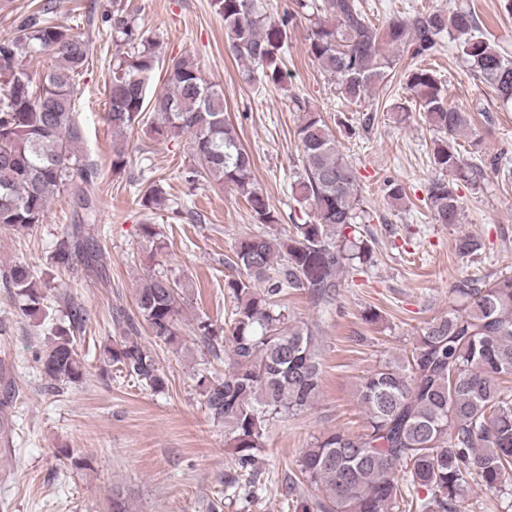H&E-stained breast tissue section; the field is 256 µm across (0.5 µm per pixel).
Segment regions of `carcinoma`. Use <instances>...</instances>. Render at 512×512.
Returning <instances> with one entry per match:
<instances>
[{
    "label": "carcinoma",
    "instance_id": "obj_1",
    "mask_svg": "<svg viewBox=\"0 0 512 512\" xmlns=\"http://www.w3.org/2000/svg\"><path fill=\"white\" fill-rule=\"evenodd\" d=\"M213 5L224 17L233 56L253 66L245 73L249 81L283 83L288 29L297 17L307 16L314 18L308 55L336 78L350 104L369 97L401 54L423 62L446 39L459 41L475 78L512 101V58L483 34V23L470 8L397 15L380 29L360 0H295L296 10L277 19L260 10V0H213ZM53 12L54 0H38L13 34L0 38V228L28 233L43 223L51 197L73 195L76 222L58 238L52 266L77 278L101 262L94 236L95 170L81 148L85 130L74 101L75 78L88 64L93 40L83 26L53 23ZM106 22L113 42L122 47L112 58L106 85L112 133H125L152 113L155 136L189 135L194 180L234 187L260 224L279 223L254 178L251 154L226 121L220 86L179 58L168 67L164 88L149 95L156 45L116 4ZM45 53L56 59L48 71L34 73L22 65L24 58ZM406 86L425 121L440 134L432 163L448 175L430 182L428 208L436 223L458 224L457 183H475L485 174L456 147L468 115L448 103L440 76L428 66L409 69ZM292 103L301 113L302 168L295 191L298 202L311 207L312 219L292 225L283 237L261 232L241 240L234 261L239 275L224 280L233 299L229 321L199 317L194 327L213 359L227 361L224 376L203 375L199 388L209 417L230 428L236 465L250 490L266 422L308 408L321 388L314 334L306 326L286 325L281 297L303 291L326 304L340 277L372 263L373 254L358 236V225L370 222V214L362 205L356 169L337 149L319 113L297 97ZM128 164L125 145L113 143V172ZM164 202L154 182L140 198L149 210ZM480 250L481 243L471 237L455 242L462 258ZM0 280L13 289L25 316H49L43 286L27 265H11ZM453 293L460 303L420 329L411 353L364 378L357 393L367 416L364 432L329 431L304 451L303 481L322 497L301 502V512H390L403 499L405 484L418 491L408 502L411 512H457L472 486L500 491L512 478V389L505 386L512 376V277L468 276L456 282ZM183 294L182 284L156 274L141 279L135 289L139 317L164 345L179 344ZM84 322L81 309L71 306L68 324L54 326L51 345L36 353L48 381L82 380L85 368L75 337ZM103 353L140 384L165 389L151 349L135 338L122 336Z\"/></svg>",
    "mask_w": 512,
    "mask_h": 512
}]
</instances>
